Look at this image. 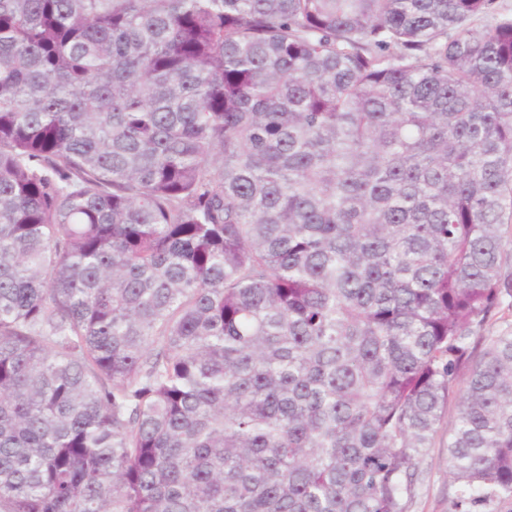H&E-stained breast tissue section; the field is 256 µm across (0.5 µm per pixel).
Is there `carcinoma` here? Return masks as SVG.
Listing matches in <instances>:
<instances>
[{
    "label": "carcinoma",
    "mask_w": 512,
    "mask_h": 512,
    "mask_svg": "<svg viewBox=\"0 0 512 512\" xmlns=\"http://www.w3.org/2000/svg\"><path fill=\"white\" fill-rule=\"evenodd\" d=\"M506 224L496 0H0V512H408L467 366L511 503Z\"/></svg>",
    "instance_id": "obj_1"
}]
</instances>
